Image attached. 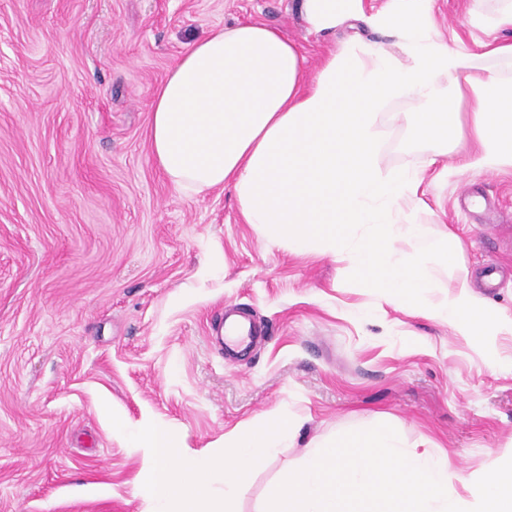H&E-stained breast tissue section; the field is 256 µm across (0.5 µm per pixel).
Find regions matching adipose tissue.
I'll list each match as a JSON object with an SVG mask.
<instances>
[{
	"instance_id": "adipose-tissue-1",
	"label": "adipose tissue",
	"mask_w": 512,
	"mask_h": 512,
	"mask_svg": "<svg viewBox=\"0 0 512 512\" xmlns=\"http://www.w3.org/2000/svg\"><path fill=\"white\" fill-rule=\"evenodd\" d=\"M431 0H299L308 32L349 21L378 33L330 48L316 72L297 44L257 21L217 26L190 44L153 92V155L187 196L229 187L243 223L296 252L346 262L360 287L419 308L453 251L417 221L423 170H385L386 117L402 108L415 141L447 148L470 112L472 169L512 168V42L482 55L448 47ZM412 251H405V244ZM433 317L483 341L511 326L458 276Z\"/></svg>"
}]
</instances>
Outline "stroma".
Here are the masks:
<instances>
[{"mask_svg": "<svg viewBox=\"0 0 512 512\" xmlns=\"http://www.w3.org/2000/svg\"><path fill=\"white\" fill-rule=\"evenodd\" d=\"M295 0H0V512H146L144 418L193 450L287 410L301 430L239 500L256 512L317 437L386 422L455 458V497L512 458V333L485 343L359 287L343 262L268 241L230 189L186 197L151 147V99L212 27L259 21L309 65L329 46ZM433 0L449 47L511 41ZM389 118L388 168L425 171L418 212L455 234L473 292L512 316V170L461 169ZM263 341L227 359L208 333L227 307Z\"/></svg>", "mask_w": 512, "mask_h": 512, "instance_id": "1", "label": "stroma"}]
</instances>
